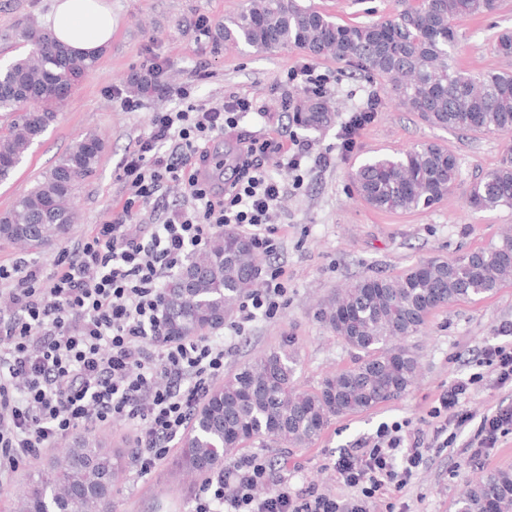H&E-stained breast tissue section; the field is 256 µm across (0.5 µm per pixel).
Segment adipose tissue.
Here are the masks:
<instances>
[{"instance_id":"ef3b65f1","label":"adipose tissue","mask_w":512,"mask_h":512,"mask_svg":"<svg viewBox=\"0 0 512 512\" xmlns=\"http://www.w3.org/2000/svg\"><path fill=\"white\" fill-rule=\"evenodd\" d=\"M51 29L76 54L92 56L112 39V9L107 0H55Z\"/></svg>"}]
</instances>
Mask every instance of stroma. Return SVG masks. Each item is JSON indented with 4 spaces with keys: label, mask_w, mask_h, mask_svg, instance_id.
<instances>
[{
    "label": "stroma",
    "mask_w": 512,
    "mask_h": 512,
    "mask_svg": "<svg viewBox=\"0 0 512 512\" xmlns=\"http://www.w3.org/2000/svg\"><path fill=\"white\" fill-rule=\"evenodd\" d=\"M112 7V43L99 54L95 69L75 86L48 129L38 138L13 176L0 182V215L36 183L77 140L96 136L101 145L94 174L77 182L73 203L80 216L63 243L24 249L0 240V264L24 259L51 272L62 247L72 246L91 225L101 223L126 198L120 178L129 149L148 133L150 113L184 107L186 101L208 108L236 96L248 97L252 110L237 127L212 140L233 158L241 140L275 138L283 151L267 152L262 161L280 181L283 195L275 223L280 248L273 264L282 266L288 293L274 317H257L246 336L233 341L224 357V373L232 375L260 355L290 344L297 353L296 386L319 388L322 380L353 367L357 350L346 345L318 319L319 304L357 278L396 277L429 260H448L498 243L512 231V209L474 210L471 186L494 170L506 152L507 137L498 133L449 131L422 121L387 98L382 79L354 73L333 59L311 60L300 48L257 51L225 46L219 36L225 16L241 0H107ZM342 24H364L395 18L401 0H311ZM54 0H0V65L25 55L22 31L45 27ZM208 17L207 36L195 38L189 24ZM455 62L478 74L488 70L512 73V56L498 52L504 32H512V0H498L493 11L457 24ZM162 66V88L137 95L133 82L151 63ZM315 63L325 77L319 94L308 93L295 70ZM136 98L135 110L124 109L121 97ZM381 104L373 121L359 132L353 152L341 147V124L370 100ZM325 104L330 119L304 129L294 113ZM436 143L458 159L460 174L451 191L430 208L411 212L380 211L355 191L351 173L367 158L396 156L414 146ZM307 148L302 170L287 163L288 153ZM512 323V281L494 294L460 299L439 308L423 329L405 339L419 368L415 384L403 396L361 412L331 418L312 443L292 447L268 438L242 445L240 455L259 454L273 467L275 482L298 490L311 485L339 500L360 498L346 486L331 459L375 435L379 425L409 421L411 428L434 435L428 416L439 394L454 381L482 373L472 385L464 408L474 417L453 445L430 448L404 489L385 487L369 501L370 512H456L466 483L494 469L512 471V433L501 437L486 457L471 459L467 442L477 420L496 408L512 407V385L501 386L479 362L485 347L512 342L501 325ZM178 453L170 448L150 473L127 467L114 498L115 512H193L198 482L179 476L172 465Z\"/></svg>",
    "instance_id": "stroma-1"
}]
</instances>
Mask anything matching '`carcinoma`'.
I'll return each instance as SVG.
<instances>
[{
	"label": "carcinoma",
	"instance_id": "1",
	"mask_svg": "<svg viewBox=\"0 0 512 512\" xmlns=\"http://www.w3.org/2000/svg\"><path fill=\"white\" fill-rule=\"evenodd\" d=\"M396 18L340 24L299 0H248L224 19V42L256 50L298 47L311 57L331 58L355 71L392 81L390 93L426 123L449 130L512 134V74L478 76L451 56L456 23L492 9L490 0H402ZM29 52L0 68V112L13 116L0 129V181L8 179L34 141L54 121L66 99L73 65L93 71L96 57L73 62L51 33H23ZM326 112H298L302 127L326 121ZM93 136L76 141L42 179L0 216V239L39 248L66 238L78 220L71 206L76 183L98 164ZM459 175L457 157L438 144L415 146L395 157L378 156L358 166L352 180L373 208H429ZM476 209L512 208V147L499 166L473 183ZM259 258L250 240L226 229L195 254L165 288V332L198 336L224 319L255 287ZM512 279V234L497 244L450 261H427L397 277L353 281L319 311L345 344L363 353L356 366L324 379L313 392L295 387L296 358L284 344L244 366L213 388L196 409L175 461L184 474L205 476L244 442L274 438L303 446L330 418L367 411L405 394L418 361L398 341L417 333L429 315L461 298L495 293ZM125 471L123 454L91 433L72 437L16 496L13 512H112L115 484ZM500 512L512 507V471L490 472L457 500V512Z\"/></svg>",
	"mask_w": 512,
	"mask_h": 512
}]
</instances>
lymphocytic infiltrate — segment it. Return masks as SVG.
Listing matches in <instances>:
<instances>
[{"label":"lymphocytic infiltrate","instance_id":"1","mask_svg":"<svg viewBox=\"0 0 512 512\" xmlns=\"http://www.w3.org/2000/svg\"><path fill=\"white\" fill-rule=\"evenodd\" d=\"M250 109L239 97L208 109L189 104L151 113L147 136L123 160L122 206L60 253L52 273L25 260L0 265V290L16 307L13 316L0 317V341L9 344L0 350V481L41 456L57 436L118 417L134 423L132 465L148 474L223 378L225 338L165 334L164 285L227 226L260 254L279 247L270 218L282 187L259 156L280 150V143L247 142L228 188L205 177L213 133L235 126ZM173 183L187 189L186 202L163 208L158 223L141 229L134 222L139 207ZM263 282L242 302L229 336L245 335L257 316L276 315L287 293L284 270L269 268ZM469 389V382H455L438 396L429 415L440 431L470 422L463 409ZM509 430L512 407L483 415L469 443L473 456L487 454ZM425 450L423 432H405L395 422L341 452L334 469L363 492L350 504L310 486L294 492L283 485L255 498L252 489L268 481L269 467L261 457L244 456L202 481L195 512H368L376 491L408 484Z\"/></svg>","mask_w":512,"mask_h":512}]
</instances>
